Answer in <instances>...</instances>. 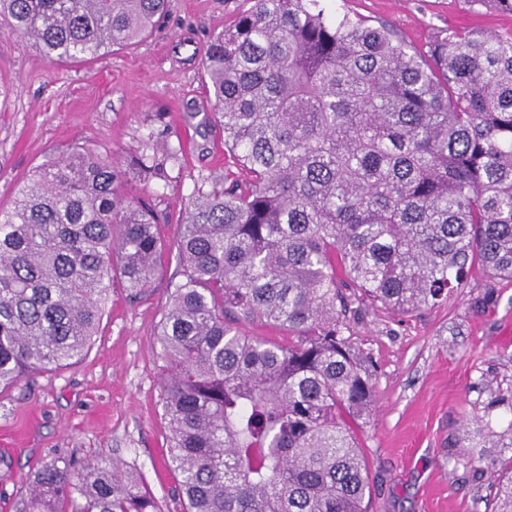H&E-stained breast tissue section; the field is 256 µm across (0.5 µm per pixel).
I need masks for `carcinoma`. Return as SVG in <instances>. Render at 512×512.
Instances as JSON below:
<instances>
[{
	"mask_svg": "<svg viewBox=\"0 0 512 512\" xmlns=\"http://www.w3.org/2000/svg\"><path fill=\"white\" fill-rule=\"evenodd\" d=\"M166 4L0 0V17L48 60L89 63L151 37ZM201 67L224 177L187 198L156 335L183 512H368L346 418L369 415L373 388L346 314L362 297L433 306L475 266L512 280V31L438 29L417 51L324 0H254ZM180 154L73 144L0 211V387L86 353L114 271L133 297L150 286L165 244L126 185ZM492 488L512 512V466ZM19 512L159 509L117 462L53 459ZM243 328L249 336H258L270 339L284 346H288V341H294V338H292V336H288V330L283 328L264 324H252L247 325Z\"/></svg>",
	"mask_w": 512,
	"mask_h": 512,
	"instance_id": "obj_1",
	"label": "carcinoma"
}]
</instances>
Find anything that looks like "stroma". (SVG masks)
<instances>
[{"instance_id":"1","label":"stroma","mask_w":512,"mask_h":512,"mask_svg":"<svg viewBox=\"0 0 512 512\" xmlns=\"http://www.w3.org/2000/svg\"><path fill=\"white\" fill-rule=\"evenodd\" d=\"M337 13L388 22L412 47L432 30L512 31V14L465 0H330ZM252 0H169L147 40L89 64L52 62L0 21V209L32 169L80 142L119 159L144 139L182 146L179 165L137 185L167 246L150 288L114 279L86 356L0 387V512H17L26 478L51 459L115 460L160 512H183L168 458L164 360L155 335L180 263L173 240L203 177L224 174V132L205 124L200 58L210 37ZM347 337L371 375L369 417L354 427L369 468V512H491V483L512 466V281L474 269L432 308L396 312L363 301ZM480 440L483 456L470 446Z\"/></svg>"}]
</instances>
